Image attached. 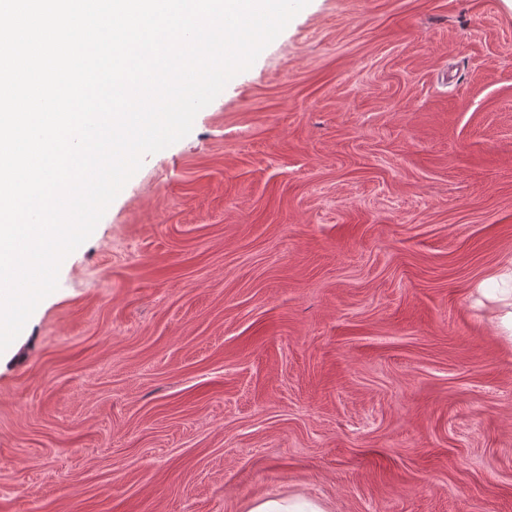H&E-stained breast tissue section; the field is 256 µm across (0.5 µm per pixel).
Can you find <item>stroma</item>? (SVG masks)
I'll list each match as a JSON object with an SVG mask.
<instances>
[{"label":"stroma","instance_id":"35a3bbf8","mask_svg":"<svg viewBox=\"0 0 512 512\" xmlns=\"http://www.w3.org/2000/svg\"><path fill=\"white\" fill-rule=\"evenodd\" d=\"M512 0H309L0 354V512H512ZM474 290L477 304L483 306L488 302L494 305L499 331L512 342V261L481 280ZM247 512H326L318 500L305 497L268 495L253 501Z\"/></svg>","mask_w":512,"mask_h":512}]
</instances>
